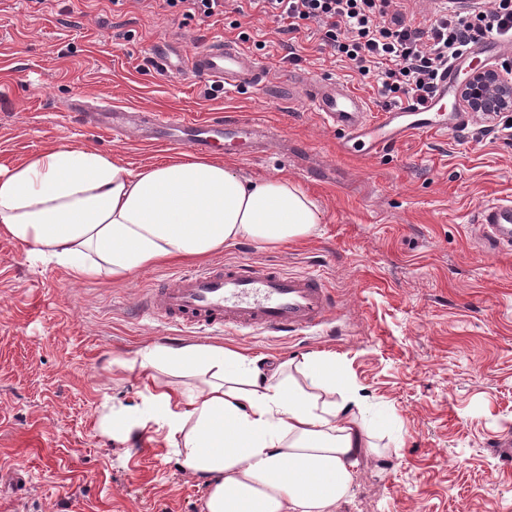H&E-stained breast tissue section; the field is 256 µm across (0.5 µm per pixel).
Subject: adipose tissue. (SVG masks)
<instances>
[{
    "label": "adipose tissue",
    "mask_w": 512,
    "mask_h": 512,
    "mask_svg": "<svg viewBox=\"0 0 512 512\" xmlns=\"http://www.w3.org/2000/svg\"><path fill=\"white\" fill-rule=\"evenodd\" d=\"M320 221L299 185L256 182L188 152L134 171L61 145L0 165V233L77 278H125L242 238L283 245ZM138 363L195 382L109 410L101 430L119 439L154 429L181 468L204 480L205 512H334L373 447L368 404L335 356L271 369L262 357L193 343L145 349Z\"/></svg>",
    "instance_id": "adipose-tissue-1"
}]
</instances>
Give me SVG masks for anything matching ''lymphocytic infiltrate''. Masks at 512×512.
Masks as SVG:
<instances>
[{"label":"lymphocytic infiltrate","instance_id":"f902f5d3","mask_svg":"<svg viewBox=\"0 0 512 512\" xmlns=\"http://www.w3.org/2000/svg\"><path fill=\"white\" fill-rule=\"evenodd\" d=\"M206 20L256 13L274 19L284 34L317 25L323 48L364 76H374L384 106L423 104L443 71L464 48L496 37L512 42V0H476L466 12L432 0L428 27L401 19L399 0H162Z\"/></svg>","mask_w":512,"mask_h":512}]
</instances>
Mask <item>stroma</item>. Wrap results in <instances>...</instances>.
Here are the masks:
<instances>
[{
  "label": "stroma",
  "mask_w": 512,
  "mask_h": 512,
  "mask_svg": "<svg viewBox=\"0 0 512 512\" xmlns=\"http://www.w3.org/2000/svg\"><path fill=\"white\" fill-rule=\"evenodd\" d=\"M242 32L273 76L336 80L381 112L375 80L323 50L314 26L291 39L257 14L203 23L147 0H0V164L55 145L111 154L134 170L173 153L85 125L69 108L83 94L188 118L258 117L275 126L276 147L228 164L255 181L299 184L322 222L297 242L241 239L210 261L317 272L337 307L335 321L310 335L187 336L143 301L197 261L77 280L0 235V512H203L202 479L171 449L147 435L120 444L99 427L105 407L141 405L152 384L186 387L127 363L147 346L189 341L260 355L270 367L335 354L377 425L336 512H512V461L495 447L512 436V253L489 252L476 226L485 203L512 199V145L491 130L512 113L474 112L458 132H418L354 157L304 102L157 68V50L190 55Z\"/></svg>",
  "instance_id": "obj_1"
}]
</instances>
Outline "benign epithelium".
Wrapping results in <instances>:
<instances>
[{"label":"benign epithelium","instance_id":"obj_1","mask_svg":"<svg viewBox=\"0 0 512 512\" xmlns=\"http://www.w3.org/2000/svg\"><path fill=\"white\" fill-rule=\"evenodd\" d=\"M457 102L471 112H512V81L494 67L475 63L458 88Z\"/></svg>","mask_w":512,"mask_h":512}]
</instances>
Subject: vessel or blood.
Segmentation results:
<instances>
[{
	"mask_svg": "<svg viewBox=\"0 0 512 512\" xmlns=\"http://www.w3.org/2000/svg\"><path fill=\"white\" fill-rule=\"evenodd\" d=\"M467 68V63L452 62L425 104L406 103L381 112L375 120L369 119L364 99L344 84L311 81L303 85L302 93L313 110L340 132L345 151L369 156L412 133H448L468 126L466 113L446 108ZM192 69L201 79L233 89L260 87L265 81L264 64L230 41L214 42L196 54ZM86 118L114 137L125 138L140 117L132 110H104L87 113ZM140 119L150 138L182 139L203 153L222 150L258 158L271 140L270 126L256 118L163 119L150 114ZM477 222L487 244L512 250L511 201L484 205ZM147 310L168 324L200 334L224 330L302 335L328 324L337 313L333 290L323 277L249 262L213 264L181 274L150 293Z\"/></svg>",
	"mask_w": 512,
	"mask_h": 512,
	"instance_id": "obj_1",
	"label": "vessel or blood"
}]
</instances>
